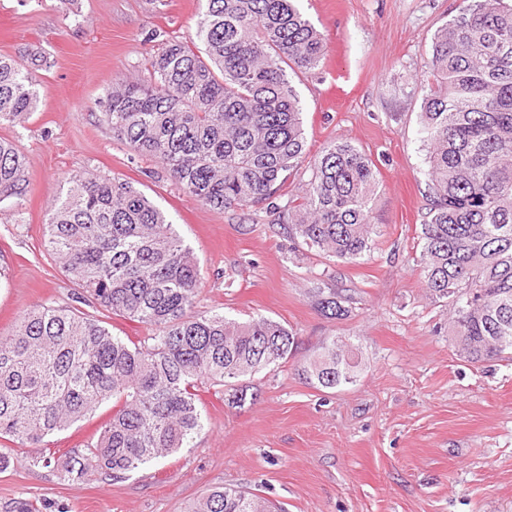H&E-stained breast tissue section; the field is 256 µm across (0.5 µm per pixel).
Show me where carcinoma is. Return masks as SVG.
Listing matches in <instances>:
<instances>
[{"mask_svg":"<svg viewBox=\"0 0 512 512\" xmlns=\"http://www.w3.org/2000/svg\"><path fill=\"white\" fill-rule=\"evenodd\" d=\"M298 0H206L195 37L165 43L147 80L105 99L112 137L157 159L186 194L214 210L263 211L288 238L353 263L371 248L372 159L331 141L305 161L303 108L292 75L321 63L319 31ZM422 134L433 195L421 224L425 287L448 303L457 355L477 364L512 357V6L462 0L434 34ZM36 80L0 57V126L23 125ZM45 237L55 264L93 309L39 305L0 336V438L45 439L112 402L94 441L69 452L59 479L88 468L121 478L190 443L206 426L199 388L227 386L286 360L295 336L281 323L192 314L205 276L154 201L131 182L89 169L66 178ZM24 156L0 139V202L29 189ZM326 316L346 298L314 289ZM144 324L134 343L105 317ZM358 345L329 338L299 372L322 388L356 381ZM17 497L0 512H43ZM187 512H281L256 494L216 488Z\"/></svg>","mask_w":512,"mask_h":512,"instance_id":"obj_1","label":"carcinoma"}]
</instances>
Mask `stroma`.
Here are the masks:
<instances>
[{
    "label": "stroma",
    "mask_w": 512,
    "mask_h": 512,
    "mask_svg": "<svg viewBox=\"0 0 512 512\" xmlns=\"http://www.w3.org/2000/svg\"><path fill=\"white\" fill-rule=\"evenodd\" d=\"M459 2L299 0L325 46L321 66L293 78L307 154L347 141L377 169L372 249L343 263L295 247L265 213L202 206L104 123L115 79L148 78L163 43L193 37L205 0H0V56L54 62L34 71L39 104L25 125L0 126L30 175L21 203H0V336L35 305H73L44 215L67 173L88 167L132 182L167 214L206 275L197 312L270 318L296 341L286 362L248 379L245 403L203 386L207 426L191 447L122 479L92 469L64 483L55 466H30L31 449L1 439L11 465L0 472V503L23 494L66 512H184L231 487L284 512H512V361L459 360L448 306L417 263L432 38ZM315 288L346 297L348 315L324 316ZM332 336L352 337L362 359L356 382L336 390L297 372Z\"/></svg>",
    "instance_id": "stroma-1"
}]
</instances>
